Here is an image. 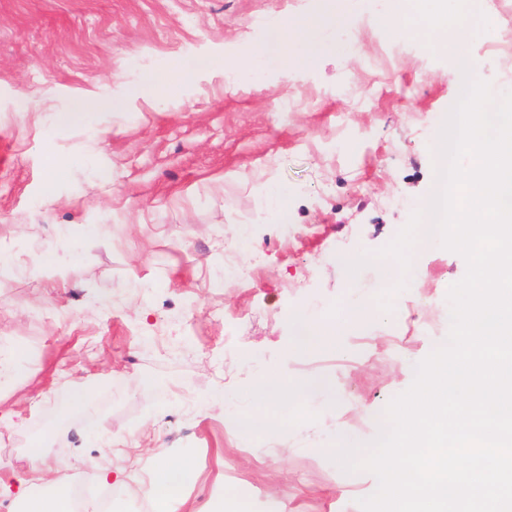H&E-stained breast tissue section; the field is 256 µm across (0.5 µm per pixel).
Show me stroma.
I'll return each mask as SVG.
<instances>
[{
    "mask_svg": "<svg viewBox=\"0 0 512 512\" xmlns=\"http://www.w3.org/2000/svg\"><path fill=\"white\" fill-rule=\"evenodd\" d=\"M323 0H0V481L42 471L0 512L85 487L112 490V512H156L143 481L159 460L193 463L168 512H360L376 478L347 473L329 447L378 435L391 399L450 329L449 287L467 270L444 250L419 255L394 309L348 325L335 348L292 347V314L336 316L375 302L379 252L408 223L435 165L431 115L449 111L452 55L429 34L398 40L378 15L325 26L306 64L268 65L260 82L224 72L275 19L304 20ZM491 86H512V54L465 48ZM169 87L147 91V71ZM107 102L76 125L53 117ZM65 157L60 176L47 165ZM288 191L290 233L267 199ZM75 252L61 272L40 251ZM365 263L349 279L338 260ZM236 261L249 283L224 280ZM247 324H239V317ZM328 376L336 403L303 402L301 420L244 431L257 372ZM85 422L66 424L76 387ZM224 393L238 410L211 406ZM119 474L102 483L101 469Z\"/></svg>",
    "mask_w": 512,
    "mask_h": 512,
    "instance_id": "obj_1",
    "label": "stroma"
}]
</instances>
